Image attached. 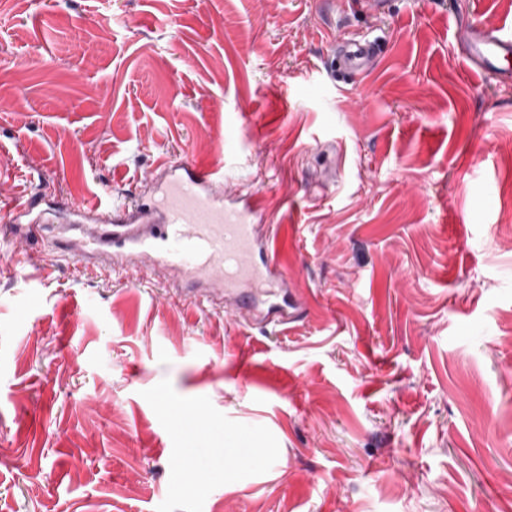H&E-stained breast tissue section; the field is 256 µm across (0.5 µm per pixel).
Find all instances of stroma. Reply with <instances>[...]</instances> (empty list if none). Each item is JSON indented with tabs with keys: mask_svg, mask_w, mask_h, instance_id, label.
Segmentation results:
<instances>
[{
	"mask_svg": "<svg viewBox=\"0 0 512 512\" xmlns=\"http://www.w3.org/2000/svg\"><path fill=\"white\" fill-rule=\"evenodd\" d=\"M505 21L0 0V201L120 205L159 163L220 166L264 197L302 306L249 325L0 229V512H512V83L456 55ZM347 33L381 49L339 81Z\"/></svg>",
	"mask_w": 512,
	"mask_h": 512,
	"instance_id": "stroma-1",
	"label": "stroma"
}]
</instances>
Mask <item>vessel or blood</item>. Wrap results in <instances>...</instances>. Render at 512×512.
<instances>
[{
  "mask_svg": "<svg viewBox=\"0 0 512 512\" xmlns=\"http://www.w3.org/2000/svg\"><path fill=\"white\" fill-rule=\"evenodd\" d=\"M374 42L347 39L336 58L349 73L369 69ZM461 57L470 74L512 80V26L469 30ZM220 170L185 160L159 165L145 192L129 204L108 208L101 196L71 200L65 223L49 244L63 257L108 272L133 275L163 268L196 300L223 302L247 324L279 326L294 321L301 305L287 300L288 278L253 194L227 202L218 188ZM38 196L0 210V221L37 229L43 214Z\"/></svg>",
  "mask_w": 512,
  "mask_h": 512,
  "instance_id": "vessel-or-blood-1",
  "label": "vessel or blood"
}]
</instances>
